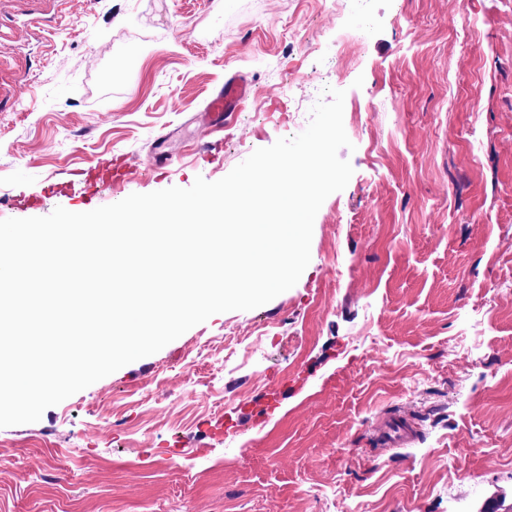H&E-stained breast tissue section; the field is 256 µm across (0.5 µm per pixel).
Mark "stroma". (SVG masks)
Here are the masks:
<instances>
[{
	"label": "stroma",
	"instance_id": "obj_1",
	"mask_svg": "<svg viewBox=\"0 0 512 512\" xmlns=\"http://www.w3.org/2000/svg\"><path fill=\"white\" fill-rule=\"evenodd\" d=\"M235 77L239 111L202 124ZM327 86L354 173L297 284L0 428V512H476L512 490V0H0V217L23 195L89 211L45 189L101 156L129 169L114 203L219 180ZM396 416L416 434L391 447Z\"/></svg>",
	"mask_w": 512,
	"mask_h": 512
}]
</instances>
